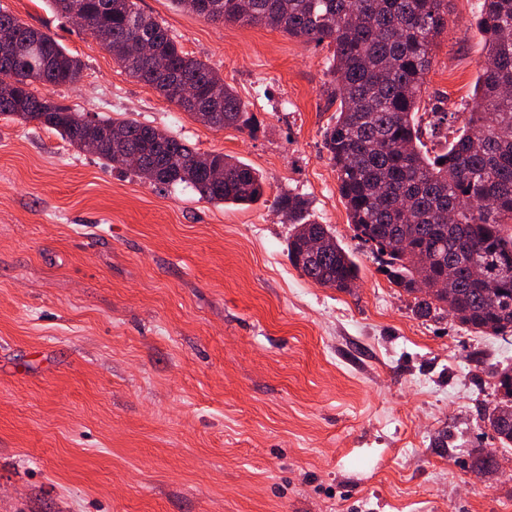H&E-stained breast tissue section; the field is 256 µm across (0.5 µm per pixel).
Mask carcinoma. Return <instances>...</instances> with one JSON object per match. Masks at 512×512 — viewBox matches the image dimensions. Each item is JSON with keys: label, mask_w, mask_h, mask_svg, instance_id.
I'll use <instances>...</instances> for the list:
<instances>
[{"label": "carcinoma", "mask_w": 512, "mask_h": 512, "mask_svg": "<svg viewBox=\"0 0 512 512\" xmlns=\"http://www.w3.org/2000/svg\"><path fill=\"white\" fill-rule=\"evenodd\" d=\"M62 16L77 7L91 19L85 31H104L105 48L135 80L180 106L186 84L194 97L220 100L215 112L189 111L212 129H250L254 117L236 90L205 62L185 52L135 0H50ZM177 8L213 22L260 25L292 38L333 47L327 84L336 121L323 133L339 191L356 236L381 258L389 281L415 295L423 314L445 310L478 333H512V0H481L475 28L485 44L476 79L475 110L441 154L423 150L418 103L432 66L433 46L448 27L450 0H172ZM14 53L0 60V114L37 121L79 149L98 137L99 158L116 165L130 151L153 170L159 188L184 184L226 206H249L264 195L263 176L220 152L200 153L169 132L131 120H89L36 85H74L83 64L49 34L0 12V40ZM150 41L163 61L133 56L128 44ZM274 205L294 225L289 261L315 283L340 291L356 286L359 267L323 224L303 218L306 201L281 194ZM313 236L324 240L306 249ZM458 267L452 290L439 287L448 264ZM506 400L487 420L504 448L512 447V369L498 374ZM477 475L499 469L496 453L474 451Z\"/></svg>", "instance_id": "1"}]
</instances>
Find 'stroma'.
Here are the masks:
<instances>
[{"label":"stroma","instance_id":"35a3bbf8","mask_svg":"<svg viewBox=\"0 0 512 512\" xmlns=\"http://www.w3.org/2000/svg\"><path fill=\"white\" fill-rule=\"evenodd\" d=\"M254 116L215 130L130 77L49 0L0 10L82 60L37 92L133 119L263 174L227 208L168 193L54 130L0 115V512H512V447L484 418L512 337L420 314L356 237L322 147L332 51L136 0ZM478 0H451L418 122L444 151L471 111ZM455 119L430 127L432 107ZM302 195L360 267L344 292L288 260L271 205ZM495 451L494 480L471 468Z\"/></svg>","mask_w":512,"mask_h":512}]
</instances>
